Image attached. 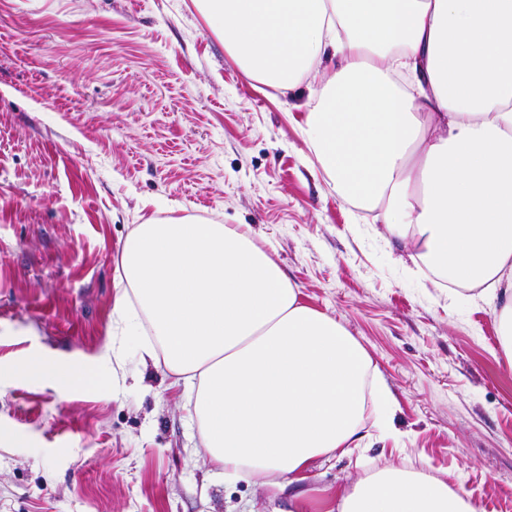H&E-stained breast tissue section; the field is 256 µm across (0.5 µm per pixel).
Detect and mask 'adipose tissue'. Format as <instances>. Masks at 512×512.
Instances as JSON below:
<instances>
[{"label":"adipose tissue","instance_id":"obj_1","mask_svg":"<svg viewBox=\"0 0 512 512\" xmlns=\"http://www.w3.org/2000/svg\"><path fill=\"white\" fill-rule=\"evenodd\" d=\"M250 78L311 93L303 141L347 203L382 209L415 266L495 300L512 363V0H196ZM112 316L141 360L183 382L225 481H260L303 512L312 463L360 447L395 400L372 358L302 298L248 228L136 225ZM321 512H476L463 489L387 465Z\"/></svg>","mask_w":512,"mask_h":512}]
</instances>
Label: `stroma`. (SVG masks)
<instances>
[{
	"instance_id": "35a3bbf8",
	"label": "stroma",
	"mask_w": 512,
	"mask_h": 512,
	"mask_svg": "<svg viewBox=\"0 0 512 512\" xmlns=\"http://www.w3.org/2000/svg\"><path fill=\"white\" fill-rule=\"evenodd\" d=\"M319 87L246 77L194 0H0V512L286 507L214 477L182 387L111 335L123 241L187 216L248 226L396 400L359 453L312 465L311 498L394 465L512 512V364L493 308L435 286L307 161ZM36 357L112 383L18 377Z\"/></svg>"
}]
</instances>
